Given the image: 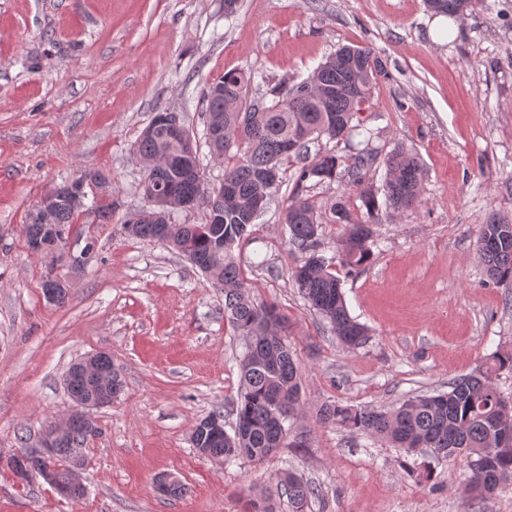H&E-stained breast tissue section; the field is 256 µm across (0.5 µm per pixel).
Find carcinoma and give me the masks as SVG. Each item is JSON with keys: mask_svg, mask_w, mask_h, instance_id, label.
Wrapping results in <instances>:
<instances>
[{"mask_svg": "<svg viewBox=\"0 0 512 512\" xmlns=\"http://www.w3.org/2000/svg\"><path fill=\"white\" fill-rule=\"evenodd\" d=\"M425 2L435 14L454 16L469 6V0ZM383 75L382 63L370 50L352 45L339 47L318 65L311 78L284 86L269 102L249 96L251 77L237 71L224 73L205 95V126L214 125L222 131L221 143L210 148L213 158L224 163V188L231 190L230 197L222 202L205 180L193 173L195 168L204 171L197 145L173 138L161 124L162 114L153 117L135 143L138 159L158 163L150 184L162 186L164 195L161 201L149 200L139 218L124 225L125 231L181 253L224 290V318L245 339L239 360L242 392L233 433L213 439L204 427H198L196 448L203 455L264 461L283 447L287 435L284 423L299 405L301 374L288 345L287 321L275 306L254 303L235 256V250L247 240L248 229L278 188V182L268 181L267 174L280 171L283 163L293 158L302 166L283 213L288 243L301 256L292 278L340 344L355 349L366 342L368 330L350 315L340 280L330 272L332 260L320 254L323 216L303 191L309 180L333 181L342 173L348 176V185L354 188L369 219L355 218L351 197L341 195L330 207V223L342 225L339 258L354 270L371 257L375 233L370 217L382 210L393 220L421 204L423 166L416 153L398 145L386 155L381 202L365 184L378 152L353 144L357 130L353 120L370 101ZM324 136L345 143L351 153L318 151L310 156L309 144ZM106 184L100 172L86 171L72 182V189L82 193L89 185ZM187 201L205 210V223L176 224L169 219V213ZM77 217L78 211L60 204L54 219L57 231L81 237L82 231L73 230ZM25 236L29 243H47L53 260L57 259L55 250L64 246L63 241L49 237L36 215L26 225ZM477 250L489 278L511 285L512 221L489 217L480 227ZM490 360L486 370L448 383L446 392L409 399L392 410L324 405L319 421L383 438L396 448L428 450L438 460L462 455L473 472L465 494L475 493L486 500L495 490L488 485L485 471L498 474V489L512 487V443H502L497 430L500 425L512 429V404L501 397L492 378L496 370H512V353H494ZM102 366L112 369L107 381L85 375L72 365L66 376L68 393L85 398L102 391L114 397L120 394L123 380L112 359H105ZM95 433L96 425L76 418L68 440L42 465L64 477L66 463L85 458V445ZM283 494L288 495L294 512H305L319 490L296 473L284 471L275 486L251 499V512H275L274 500Z\"/></svg>", "mask_w": 512, "mask_h": 512, "instance_id": "carcinoma-1", "label": "carcinoma"}]
</instances>
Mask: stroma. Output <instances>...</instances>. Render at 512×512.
Masks as SVG:
<instances>
[{"mask_svg":"<svg viewBox=\"0 0 512 512\" xmlns=\"http://www.w3.org/2000/svg\"><path fill=\"white\" fill-rule=\"evenodd\" d=\"M0 0V512H247L250 495L291 469L316 484L306 512H512V489L465 498L464 457L439 461L322 425L326 404L398 407L444 392L453 379L512 352V286L486 276L481 224L512 220V0H472L448 40L433 37L424 0ZM386 66L357 116L381 155L367 177L385 180L384 154L402 144L423 164L421 205L376 224L371 262L335 260L340 227H324L349 313L369 330L339 345L291 279L282 212L297 161L238 254L255 303L290 320L301 404L290 447L262 462L200 455L195 425L214 408L232 430L244 340L224 317V293L182 256L130 237L146 207L134 144L153 116L177 113L200 148L209 184L224 167L205 139L207 87L228 71L254 73L252 97L307 78L339 45ZM110 180L111 223L79 222L94 242L80 267L32 252L24 226L39 201L84 171ZM68 281L64 304L43 292ZM99 352L125 380L94 413L82 498L60 497L40 476L22 481L13 453L36 447L74 404L71 363ZM189 487L160 496L158 474Z\"/></svg>","mask_w":512,"mask_h":512,"instance_id":"35a3bbf8","label":"stroma"}]
</instances>
